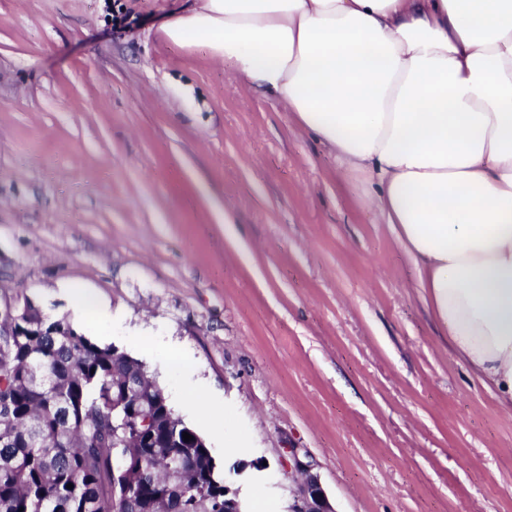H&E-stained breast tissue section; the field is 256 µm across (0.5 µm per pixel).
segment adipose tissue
Wrapping results in <instances>:
<instances>
[{
  "instance_id": "obj_1",
  "label": "adipose tissue",
  "mask_w": 512,
  "mask_h": 512,
  "mask_svg": "<svg viewBox=\"0 0 512 512\" xmlns=\"http://www.w3.org/2000/svg\"><path fill=\"white\" fill-rule=\"evenodd\" d=\"M355 179L448 342L512 412V0H192L161 21Z\"/></svg>"
}]
</instances>
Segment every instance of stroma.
Masks as SVG:
<instances>
[{
    "label": "stroma",
    "instance_id": "obj_1",
    "mask_svg": "<svg viewBox=\"0 0 512 512\" xmlns=\"http://www.w3.org/2000/svg\"><path fill=\"white\" fill-rule=\"evenodd\" d=\"M182 6L0 0V303H108L81 328L146 365L245 504L289 512L298 448L336 512H512V415L390 225L291 112L159 35ZM185 355L223 436L183 406ZM73 313L75 317L83 316L89 309H95L105 314L112 323V311L110 307L94 296L89 294L84 288H70Z\"/></svg>",
    "mask_w": 512,
    "mask_h": 512
}]
</instances>
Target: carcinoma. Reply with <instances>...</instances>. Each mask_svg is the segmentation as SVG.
Returning a JSON list of instances; mask_svg holds the SVG:
<instances>
[{"label": "carcinoma", "mask_w": 512, "mask_h": 512, "mask_svg": "<svg viewBox=\"0 0 512 512\" xmlns=\"http://www.w3.org/2000/svg\"><path fill=\"white\" fill-rule=\"evenodd\" d=\"M50 326L65 335H41ZM23 328L0 336V512H212L224 499L204 439L170 405L142 398L158 431L192 442L135 448L133 427L112 437L121 380L143 362L113 359L112 347L39 309Z\"/></svg>", "instance_id": "cac0c4a2"}]
</instances>
